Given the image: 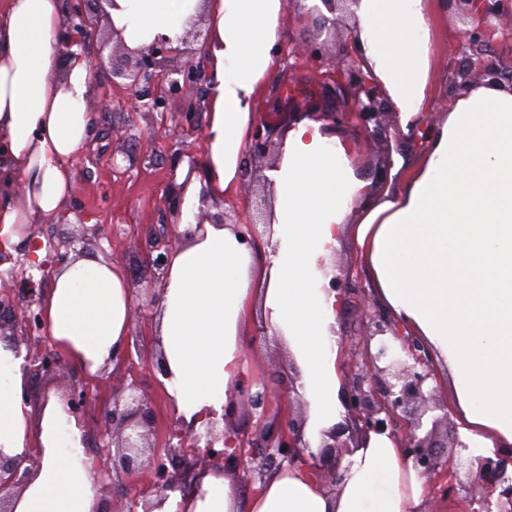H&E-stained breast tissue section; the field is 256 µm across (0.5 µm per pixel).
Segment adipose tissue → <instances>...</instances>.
<instances>
[{
    "label": "adipose tissue",
    "mask_w": 512,
    "mask_h": 512,
    "mask_svg": "<svg viewBox=\"0 0 512 512\" xmlns=\"http://www.w3.org/2000/svg\"><path fill=\"white\" fill-rule=\"evenodd\" d=\"M350 40L363 70L414 146L388 181L360 179L350 141L320 114L286 112L278 161L267 170V248L238 225L196 229L202 198L237 195L259 116L257 94L284 38L285 0H116L111 26L133 50L182 38L200 17L213 32L215 77L203 171L181 196L178 231L152 318L162 382L179 418L206 422L253 374L246 344L274 338L297 380L304 438L318 446L342 422L336 296L314 282L316 261L354 235L363 270L393 317L450 382L471 448L512 447V86L485 79L433 109L446 0H357ZM64 0H0V253L30 226L56 221L72 195L74 156L93 135L95 72L70 42ZM123 267L80 256L57 267L42 303L47 336L75 367L110 369L129 336ZM24 350L0 338V458L37 457L12 512H99L103 480L84 432L57 395L37 411L20 401ZM335 489L285 467L247 496L217 467L186 489L154 494L150 512H423L425 476L398 441L370 434L346 449Z\"/></svg>",
    "instance_id": "obj_1"
}]
</instances>
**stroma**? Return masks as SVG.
I'll list each match as a JSON object with an SVG mask.
<instances>
[{"label": "stroma", "mask_w": 512, "mask_h": 512, "mask_svg": "<svg viewBox=\"0 0 512 512\" xmlns=\"http://www.w3.org/2000/svg\"><path fill=\"white\" fill-rule=\"evenodd\" d=\"M285 37L276 51V70L262 88L257 110L260 115L275 111L283 100V84L293 82L302 88L294 103L297 111H306L309 93L320 80L349 85L360 67L346 57L344 32H337L321 60L299 57L297 44L315 39L318 30L314 17L288 10L284 18ZM495 70L502 82L512 84V0H496L495 12L487 24L466 27L456 7L448 9V31L439 50V69L449 91L464 86V75L471 62ZM93 100L108 99L106 111L97 113L90 144L74 160L75 185L62 218L53 224L33 228L45 256L60 253L74 257L76 251L120 264L126 271L132 291L146 287L150 275L146 268L148 254L159 247L153 236L155 228L175 223L172 186L181 169L201 172L205 157V118H198L191 130L175 131L172 113L130 111L123 88L113 85L111 67L96 71ZM358 116L337 123L336 135L350 139L356 146L355 164L364 179H387L394 154L408 150L409 144L396 122H387L381 137L365 140ZM340 267H354L352 289L337 310V337L358 339L364 333L362 293L369 285L363 271L357 270L356 245L345 237L333 253ZM127 378L135 381L159 413L162 430L152 437L156 449H164L174 429L176 412L159 384L155 366L133 359L120 370L104 372L96 379L71 363L43 378H29L25 388L27 404L36 407L48 389L62 391L72 386L89 387L94 395L79 421L86 442L85 453L96 457L103 447L101 418L112 402V384ZM148 474L138 472L104 481L101 503L107 512H127L133 499L148 495Z\"/></svg>", "instance_id": "35a3bbf8"}]
</instances>
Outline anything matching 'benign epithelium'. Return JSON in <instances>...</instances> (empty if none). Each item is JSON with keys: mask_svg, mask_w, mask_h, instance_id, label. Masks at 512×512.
<instances>
[{"mask_svg": "<svg viewBox=\"0 0 512 512\" xmlns=\"http://www.w3.org/2000/svg\"><path fill=\"white\" fill-rule=\"evenodd\" d=\"M94 7L79 13L78 29L87 36L96 32L100 19L108 18L106 7L115 6V0H91ZM323 7L308 9V14L319 21L320 30L336 29V12H349L354 0H320ZM106 45L98 48L92 59L95 68L112 64V83L124 81L129 91L128 104L133 111L143 108L167 111L168 101L184 100L177 112L179 127L194 126L198 109L192 97L195 86L205 79V50L185 52V60L163 72L158 70V58L179 54L181 49L172 46L167 37L158 38L145 50H131L123 42L112 48V55L104 56ZM353 111L364 121V135L369 140L380 136L386 118L390 116L386 102L382 101L374 86L361 79L350 87ZM279 134L275 125L260 119L252 132L246 160L241 171V181L251 190L258 183H265L263 166L259 165L273 147L274 137ZM266 216V200L256 204V213L246 215L242 225L244 241L257 246L260 235L258 221ZM164 252L148 258L147 268L150 288L149 300L133 295V313L141 314L159 297L163 284L168 256L180 235L166 232ZM319 278L328 280L327 291L336 290V264L318 260ZM362 313L367 332L345 351L343 363L347 369V383L343 388L342 402L346 408L345 421L327 432L317 451L310 449L304 440L302 416H288V422H266L268 406L274 401H288L294 391L295 380L288 386L273 388L258 380L239 382L235 388L234 402L224 409L222 421L212 420L204 429L179 423L174 437L178 442L168 443L164 453H158L150 444L155 416L152 406L135 383L125 382L112 386V407L105 409L102 421L106 435L112 443L98 457L97 466L105 473H132L144 469L152 476L153 488L158 493L173 491L184 486L193 471L205 463L220 464L224 473L239 477L254 474L262 479L271 469L284 464L307 467L308 471L324 483L336 485L341 480V451L349 443L357 442L371 432L388 434L402 442L405 456L413 461L421 474L439 483L442 495L451 496L462 485L457 474L462 466L456 449H468L457 433H442L448 428V406L440 403V380L433 358L427 348L411 336L403 334L401 327L389 313L369 311L364 302ZM42 316L30 307L14 312L11 328L22 329V335L32 340L41 330ZM146 358L155 363L160 374L165 369L160 358L147 349L139 336L129 337L128 345L120 359L131 355ZM27 370L33 375L53 374L60 366V357L28 352ZM89 402L87 391L72 389L65 395L67 412L79 416ZM241 415L257 419L255 430L239 433L232 428V421ZM505 457L477 456L475 479L481 489L480 496L470 498L479 506V512H512V483H506ZM29 477V469L21 463L0 460V512H8L12 494L21 489Z\"/></svg>", "mask_w": 512, "mask_h": 512, "instance_id": "obj_1", "label": "benign epithelium"}]
</instances>
